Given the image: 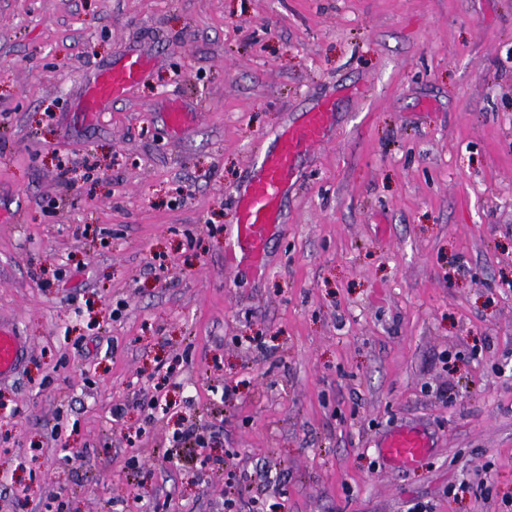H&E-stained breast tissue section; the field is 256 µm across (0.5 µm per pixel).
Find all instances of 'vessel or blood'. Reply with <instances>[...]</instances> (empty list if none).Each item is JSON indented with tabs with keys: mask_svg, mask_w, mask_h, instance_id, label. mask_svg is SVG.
<instances>
[{
	"mask_svg": "<svg viewBox=\"0 0 512 512\" xmlns=\"http://www.w3.org/2000/svg\"><path fill=\"white\" fill-rule=\"evenodd\" d=\"M153 66L151 56L142 50L124 53L119 62L101 69L85 83L80 110L85 117L113 100L119 99L144 81ZM333 117L331 104H324L306 114L301 126L288 130L275 151L262 157L236 198L237 222L226 239L231 256L246 259L255 269L267 266L268 243L282 222V199L288 191L300 148L323 144ZM28 352V345L13 326L0 323V378L14 373ZM433 442L423 428L408 425L387 433L378 448L391 469L415 467L427 456Z\"/></svg>",
	"mask_w": 512,
	"mask_h": 512,
	"instance_id": "b4317fda",
	"label": "vessel or blood"
}]
</instances>
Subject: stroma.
<instances>
[{"instance_id": "1", "label": "stroma", "mask_w": 512, "mask_h": 512, "mask_svg": "<svg viewBox=\"0 0 512 512\" xmlns=\"http://www.w3.org/2000/svg\"><path fill=\"white\" fill-rule=\"evenodd\" d=\"M324 99L253 272L235 193ZM1 320L0 512H512V0H0ZM152 66L153 59L147 52L127 51L118 63L97 71L87 79L80 112H84L86 118H92L104 105L125 96L131 88L144 81ZM28 352V345L16 330L4 322L0 323V378L14 373ZM434 444L423 428L408 425L387 433L378 448L386 466L390 469L415 467L427 456Z\"/></svg>"}]
</instances>
